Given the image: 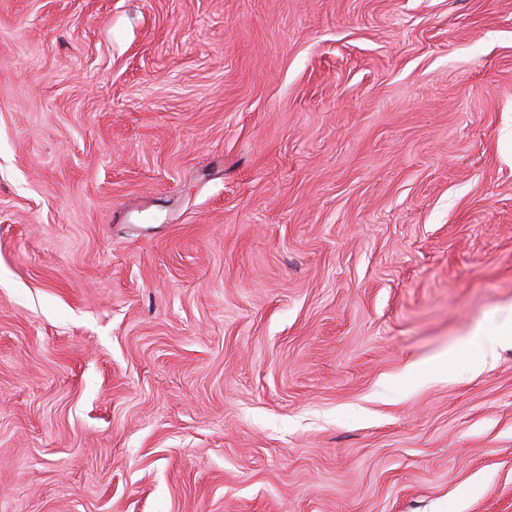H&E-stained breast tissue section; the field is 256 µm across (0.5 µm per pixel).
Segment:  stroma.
Returning a JSON list of instances; mask_svg holds the SVG:
<instances>
[{
    "mask_svg": "<svg viewBox=\"0 0 512 512\" xmlns=\"http://www.w3.org/2000/svg\"><path fill=\"white\" fill-rule=\"evenodd\" d=\"M509 317L512 0H0V512H512ZM505 341H512V323L505 322L502 329L494 335L476 336L470 344L472 368L476 371L484 369L496 347Z\"/></svg>",
    "mask_w": 512,
    "mask_h": 512,
    "instance_id": "obj_1",
    "label": "stroma"
}]
</instances>
